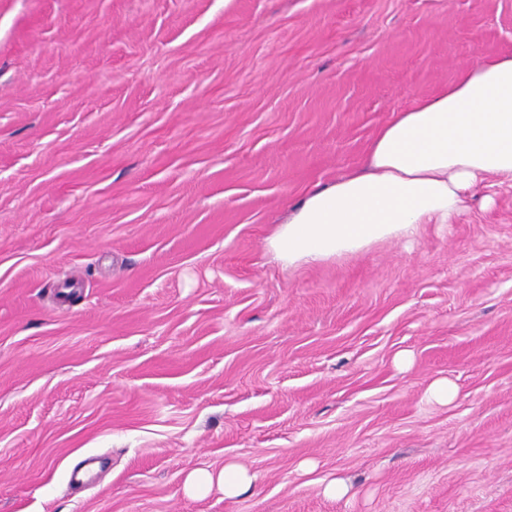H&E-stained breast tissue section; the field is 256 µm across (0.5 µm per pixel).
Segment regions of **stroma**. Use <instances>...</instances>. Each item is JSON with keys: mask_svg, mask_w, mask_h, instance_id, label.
Masks as SVG:
<instances>
[{"mask_svg": "<svg viewBox=\"0 0 512 512\" xmlns=\"http://www.w3.org/2000/svg\"><path fill=\"white\" fill-rule=\"evenodd\" d=\"M511 53L512 0H0V512H512V189L266 246ZM229 461L250 495L187 494Z\"/></svg>", "mask_w": 512, "mask_h": 512, "instance_id": "obj_1", "label": "stroma"}]
</instances>
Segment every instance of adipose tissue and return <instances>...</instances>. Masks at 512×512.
<instances>
[{
  "mask_svg": "<svg viewBox=\"0 0 512 512\" xmlns=\"http://www.w3.org/2000/svg\"><path fill=\"white\" fill-rule=\"evenodd\" d=\"M512 188V55L482 60L437 95L416 100L370 144L364 171L294 204L268 246L280 261L318 264L407 241L423 224L454 223L480 190ZM222 487L234 499L253 477L235 462L186 479L192 496Z\"/></svg>",
  "mask_w": 512,
  "mask_h": 512,
  "instance_id": "obj_1",
  "label": "adipose tissue"
}]
</instances>
